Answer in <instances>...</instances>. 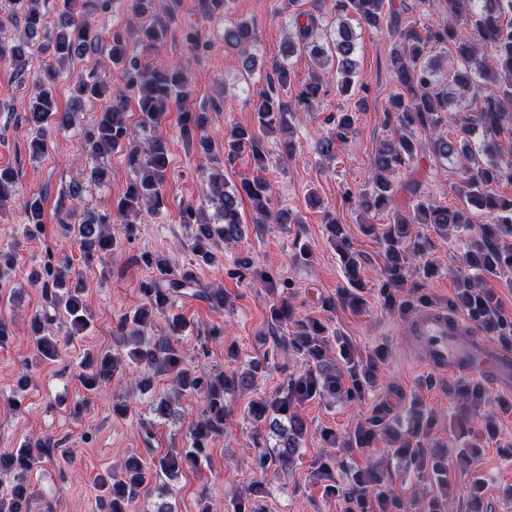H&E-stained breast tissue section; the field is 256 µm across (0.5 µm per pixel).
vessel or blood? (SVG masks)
Masks as SVG:
<instances>
[{
  "label": "vessel or blood",
  "mask_w": 512,
  "mask_h": 512,
  "mask_svg": "<svg viewBox=\"0 0 512 512\" xmlns=\"http://www.w3.org/2000/svg\"><path fill=\"white\" fill-rule=\"evenodd\" d=\"M413 332L433 368L464 373L498 393L512 391V354L481 339L461 318L431 308L416 318Z\"/></svg>",
  "instance_id": "1"
}]
</instances>
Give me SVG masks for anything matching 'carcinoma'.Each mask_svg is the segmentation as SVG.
<instances>
[{"instance_id":"1","label":"carcinoma","mask_w":512,"mask_h":512,"mask_svg":"<svg viewBox=\"0 0 512 512\" xmlns=\"http://www.w3.org/2000/svg\"><path fill=\"white\" fill-rule=\"evenodd\" d=\"M26 2L22 13L24 33L11 47V57L22 61L32 48L49 59L45 67L49 81L36 79V101L25 114V122L37 130L38 137L31 142L33 154L45 151L46 127H68L72 124L71 112L60 111L53 94L52 81L60 76L65 61L79 51L96 50L109 45V57L117 73L118 86L112 97H106L107 83L90 76L74 85L80 100L97 103L94 120L83 130L81 148L95 161L90 169V182L105 185L110 181V170L100 159L116 151H123L132 135L124 120L126 92H134L135 104L141 114V127L150 130L144 146L126 152L125 162L132 178L123 196L110 213L87 209L79 214L75 222L68 225L76 239L83 257L87 260L117 247L114 226H123L126 234L133 233V224L142 209L159 213L165 205L163 186L165 182L169 150L167 140L160 131L162 118L172 104L181 102L187 95L188 70L182 65L168 69L153 68L143 63L139 56L129 52L126 38L115 32L112 41L105 42L103 32L88 20L75 13L76 0H57V7L49 14L39 9L37 0ZM131 16L141 20L135 30L138 40L147 48L163 42L170 26L175 22L180 0H125ZM231 0H197L198 11L204 18L227 14ZM440 17L431 21L424 31L417 26L403 24L400 10L387 4V0H335L334 9L338 17H351L361 29H387L393 37V48L389 56V68L398 91L393 95L387 111L393 113L396 135L378 146L370 176L369 187L356 197L359 209L365 212L392 211L389 223L383 228L371 225L367 233L374 236L384 255L381 271V292L388 308L401 312L410 308L404 300L393 293L406 285L414 272L429 276L434 267L422 263L427 252V237L414 232V225L427 224L434 232L448 236L449 231L474 223V216L485 214L490 223L478 225V232L470 249L463 255L464 265L471 273L460 278L458 292L450 307L461 313L474 329L498 340L503 347L512 345V314L499 305L495 293L485 287L486 277H498L512 272V197L503 198L492 192L491 184L506 177L512 180V143L490 149L486 139L505 132L512 135V0H442ZM318 21L307 19L297 24L295 37L286 42L285 55L294 53L296 45L305 46L313 57H324L329 53L336 58V89L342 95L354 97V111L339 115L336 130L318 142L321 153L335 156L337 143H346L355 113L366 108V99L357 95L354 74V53L357 37L352 27L340 22L336 39L325 45L316 37ZM253 24L236 22L224 28V43L240 54L242 64L248 68L252 55L248 50L256 42ZM454 49L458 68L451 82L453 89L439 85V67L427 58L430 43ZM273 77L253 103L257 123L261 130L273 132L288 125L282 93L291 81L286 62L272 65ZM478 81L494 86L495 91L486 95L476 109L462 107L465 115L459 119V131L450 139L443 135L442 128L455 108L469 99V91ZM325 84L324 75L314 73L304 83L300 99L307 105L319 99ZM208 124L207 111L184 109L181 111L180 131L189 143L207 149L203 132ZM419 126L431 131L427 143L413 139L412 130ZM482 136L475 143L476 136ZM249 150L258 171L265 168V151L251 129L231 124L224 129V157L232 160L244 150ZM429 154L437 160H457L462 171L456 193L461 204L448 209L430 198L417 195V183L396 184L391 179L395 171L414 162L418 156ZM15 185V174L9 168L0 169V203L9 199ZM406 192L411 199L395 204L396 196ZM271 185L258 175L244 179L238 186H230L221 175L212 176L211 198L214 212L210 215L201 207L188 204L182 208L181 221L192 229L185 248L204 264H213L218 255L211 250L216 241L231 243L241 238L244 224L240 210L241 199L246 197L252 204L255 219L263 224H286L291 221L286 210L273 211L268 206ZM28 223L42 224V201L31 196L23 202ZM325 224L330 239L340 252L351 287L338 294L336 304L355 307L361 297L357 290L364 288L368 272L358 262L351 244L347 240L336 218L325 215ZM144 263L155 271V276L144 281L140 288L141 304L132 313L124 316L117 326L123 342L129 343L128 356L137 361L133 384L145 394L150 390L151 378L157 372L172 375L173 398L198 396L203 403L199 418L189 429V445L172 450L150 462L128 457L112 465L98 478L102 491L99 496V512H129L140 492L152 486L156 501L152 512H175L173 491L169 481L177 477L180 469L189 466L199 468L207 458L208 443L224 435L226 418L225 396L251 385L258 373L265 369L263 362L253 360L247 370L231 374L215 375L200 369H188L173 347L170 338L152 339L147 336L152 317L162 314L174 306L176 299L189 294L197 297L214 309L225 307L224 288H203L190 275L175 278L171 275L166 259L142 255ZM34 284L42 288L50 301L54 313L66 314L71 327L68 336L60 339L47 332L46 323L53 321L45 314L43 320L35 321L32 331L33 345L48 358L59 354L61 342L88 329L92 315L82 300L84 284L80 278L71 276L67 265L59 267L45 262L43 269L32 275ZM275 321L293 325L291 338L284 339L293 350L306 357L307 370L287 377L281 389L272 397H265L251 405L249 416L259 427H267L277 438L268 449L259 447L255 464L264 474L275 465L290 464L302 446L306 435V424L296 407L323 395L341 393L348 402L362 398L365 387L373 382L374 373L384 356L375 351L359 361L351 356L348 343L325 336V328L319 322H304L293 317L285 299L272 309ZM123 366L122 358L115 354L93 356L83 361L82 374L89 388L111 377ZM171 398V399H173ZM448 398L460 404L486 432L495 429L498 410L492 407L485 390L478 384H457L448 387ZM171 399L160 398L154 411L160 416L173 412ZM435 416L421 409L410 411L408 428L402 433L386 425L383 418L375 416L360 426L354 436L359 445L369 444L380 431L391 436V446L404 457L418 473L434 472L430 465L428 442ZM51 447L47 439H30L8 456L0 455V474L12 476L11 484L0 490V512H30L33 491L28 483V473L41 462L46 449ZM352 504L349 512H398L399 501L392 489L380 483L377 472L368 468L360 472L353 484L343 491ZM251 490L235 491L231 497L232 512H260L246 506Z\"/></svg>"}]
</instances>
